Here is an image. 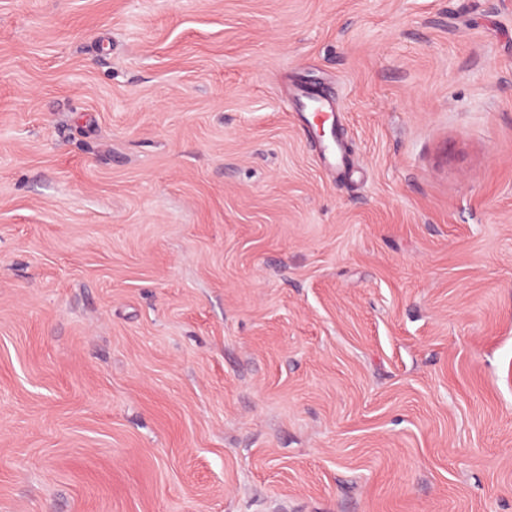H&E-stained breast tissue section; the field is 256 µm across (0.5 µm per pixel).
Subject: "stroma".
I'll list each match as a JSON object with an SVG mask.
<instances>
[{
    "mask_svg": "<svg viewBox=\"0 0 512 512\" xmlns=\"http://www.w3.org/2000/svg\"><path fill=\"white\" fill-rule=\"evenodd\" d=\"M0 512H512V0H0Z\"/></svg>",
    "mask_w": 512,
    "mask_h": 512,
    "instance_id": "35a3bbf8",
    "label": "stroma"
}]
</instances>
